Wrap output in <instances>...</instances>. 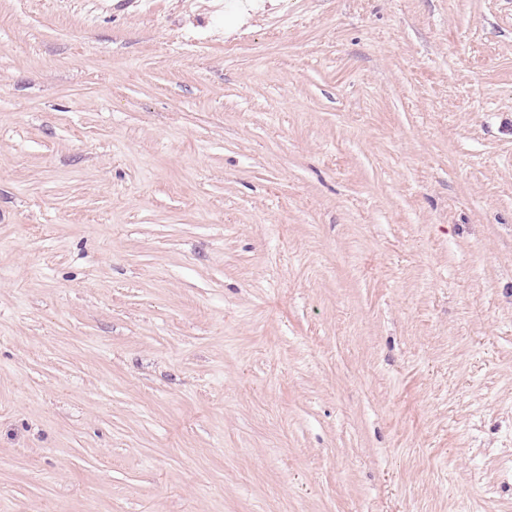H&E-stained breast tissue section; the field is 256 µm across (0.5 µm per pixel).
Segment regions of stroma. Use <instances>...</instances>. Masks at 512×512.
Here are the masks:
<instances>
[{
  "label": "stroma",
  "mask_w": 512,
  "mask_h": 512,
  "mask_svg": "<svg viewBox=\"0 0 512 512\" xmlns=\"http://www.w3.org/2000/svg\"><path fill=\"white\" fill-rule=\"evenodd\" d=\"M0 512H512V0H0Z\"/></svg>",
  "instance_id": "stroma-1"
}]
</instances>
